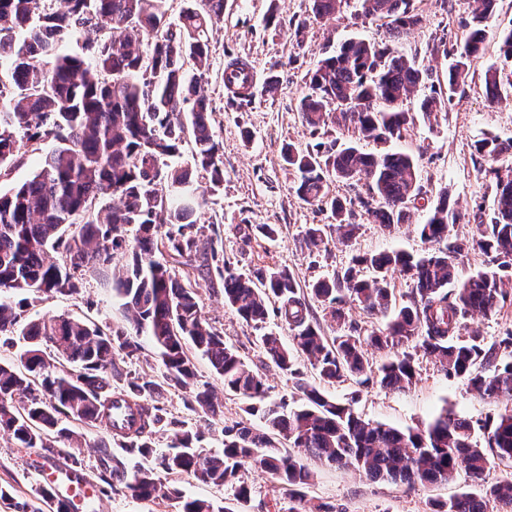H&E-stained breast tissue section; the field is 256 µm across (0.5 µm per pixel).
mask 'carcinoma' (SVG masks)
<instances>
[{
    "instance_id": "carcinoma-1",
    "label": "carcinoma",
    "mask_w": 512,
    "mask_h": 512,
    "mask_svg": "<svg viewBox=\"0 0 512 512\" xmlns=\"http://www.w3.org/2000/svg\"><path fill=\"white\" fill-rule=\"evenodd\" d=\"M167 2L0 0V171L18 162L24 144L50 145L29 180L0 193V291L24 295L15 305L0 299V340L18 331L26 342L21 366L0 364V432L20 448L41 449L49 460L65 453L75 466L81 444L70 423H98L109 434L96 445L100 481L122 486L136 500H175L178 512L231 510L184 496L161 479V471L233 486L235 499L245 502L248 488L236 485V478L248 459L302 504L311 479L304 455L409 488L464 475L469 488L435 504L433 512L512 508V480L489 484L485 477L488 453L512 460V331L488 344L476 329L462 333L460 322L496 313L512 282V165L489 168L495 204L479 215L472 240L491 257V271L458 279L461 248L450 246L418 255L391 250L358 256L306 291L286 269L270 271L257 284L224 264L213 236L197 220L205 200L192 190L194 174L215 190L224 182L201 88L210 67L208 31L223 20L224 0H188L174 21L167 17ZM497 2L477 0L464 45L448 62V89H435L420 102L424 119L464 92L484 54ZM344 3L311 0V11L332 22ZM360 16L381 23V40L351 38L320 59L306 74L308 92L299 112L314 133L331 120L387 145L408 122L404 101L429 81V69L401 50L424 18L410 0H360ZM85 34L92 38L82 55L61 51L62 43ZM146 35L151 42L144 52ZM498 51V60L484 69L483 93L491 105L512 96V27L499 32ZM189 136L191 168L168 165L166 159L179 156ZM476 149L497 162L512 154V140L485 138ZM284 159L296 173L297 196L330 210L335 220L307 227L302 248L311 256L327 250L333 238L350 242L358 230L350 222L352 201L331 194L333 181L366 179L368 197L359 204L384 228L403 223L421 195L416 159L387 148L365 153L334 138L303 152L290 149ZM108 197L118 204L91 215L93 203ZM459 218L457 203L444 189L417 232L424 242L438 244ZM59 251L60 262L53 257ZM165 251L187 269L215 270L225 305L257 329L266 322L269 302L275 303L274 312L292 332L291 345L272 332L259 340L269 362L296 379L300 406L269 400L263 376L209 326L190 278L157 258ZM116 253L128 257L112 273V290L123 301L129 327L106 333L96 325L52 318L17 329L18 310L28 297L76 295L80 276L107 270ZM395 273L411 285L408 303L399 308L391 288ZM313 300L338 325L345 323L346 305L390 318L364 335L353 327L329 339L311 317ZM142 335L152 342L160 378L132 377L112 387V378L121 376L116 355H134ZM190 348L208 360L224 390L243 398L244 412L263 420L264 429L226 427L223 450L212 453L200 446L199 432L165 422L156 401L168 388L189 393L193 410L220 412L213 386L198 382ZM370 348L387 352L388 360L373 367L366 358ZM416 350L448 376L504 404L484 442L474 439L469 420L455 414L442 413L422 430H401L363 419L320 387L375 371L381 387L403 389L416 377ZM300 358L319 383L300 378ZM167 425L173 445L159 453L151 436ZM51 434L68 449L56 447ZM276 436L290 450L276 448ZM0 500L12 502L13 512H42L32 500H13L5 487Z\"/></svg>"
}]
</instances>
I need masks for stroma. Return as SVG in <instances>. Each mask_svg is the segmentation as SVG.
Instances as JSON below:
<instances>
[{
	"label": "stroma",
	"instance_id": "obj_1",
	"mask_svg": "<svg viewBox=\"0 0 512 512\" xmlns=\"http://www.w3.org/2000/svg\"><path fill=\"white\" fill-rule=\"evenodd\" d=\"M413 8L424 16L422 29L405 43V54L416 57L432 71L430 85L418 87L404 103L411 119L394 149L415 157L419 165L422 193L436 201L441 189H448L463 213L462 220L449 232L448 242L461 246L459 273L490 268L487 256L471 248L480 213L489 212L494 189L484 171L488 166L475 151L477 141L495 136L512 138V100L492 106L483 94L485 64L498 57L495 41H488L482 62L474 66V76L464 94L456 95L445 112L436 120H423L420 102L430 92L431 84L448 79L445 50L462 48L465 22L475 7L474 0H412ZM357 0L343 7L339 18L324 23L313 17L310 0H224V18L209 33L211 66L202 82L212 107L210 128L218 141L224 161V183L216 192H208L199 184L208 205L200 217L203 225L213 227L224 251L225 263L235 271L255 277L273 269L291 272L301 286L329 278L350 266L354 257L385 250L411 253L424 251L416 226L423 223L425 210L410 209L405 223L385 230L374 224L357 200L366 196L365 181H336L331 190L336 196L353 200L351 220L358 224L356 237L349 243H330L327 252L308 255L299 242L312 224H328L329 211L301 200L293 191L294 173L286 164V148L306 149L316 139L339 138L358 142L363 152H377L376 144L359 140L354 130H341L327 123L319 136H312L303 122L298 104L306 92L304 76L322 58L325 51L340 42L357 37L379 40V24L356 19ZM305 21L302 38H294L298 21ZM251 60L259 80H277L273 93H256L251 100L240 102L228 97L224 89V67L229 59ZM273 224L278 228L275 239H267L258 225ZM203 313L214 331L232 345L252 368L264 371L272 400L299 403L292 377L282 375L265 362L259 343V330L247 325L224 303V293L212 286L208 277L192 274ZM61 316L98 325L103 330L125 324L120 299L110 282L95 272H87L79 295H57L29 303L23 321ZM417 377L403 390H389L377 380L357 383L355 380L326 386V393L338 401L351 404L364 419L398 428L427 425L442 409L452 410L475 423L495 417L499 404L470 391L459 378L447 376L433 359L416 354ZM223 412L210 416L190 409L188 396L178 389H168L161 406L171 420L202 433L203 448L222 449L225 428L245 421L243 400L233 394L219 392ZM25 449L0 432V486L8 487L16 500L31 499L39 479L28 471ZM313 478L305 490L312 505H324L329 512H431L433 504L459 493L463 477L442 484L413 489L402 484L373 481L365 475L334 465L309 460ZM238 482L250 490L245 512H288L290 502L279 484L270 476L243 464ZM173 500L140 501L123 490L101 493L97 512H177Z\"/></svg>",
	"mask_w": 512,
	"mask_h": 512
}]
</instances>
